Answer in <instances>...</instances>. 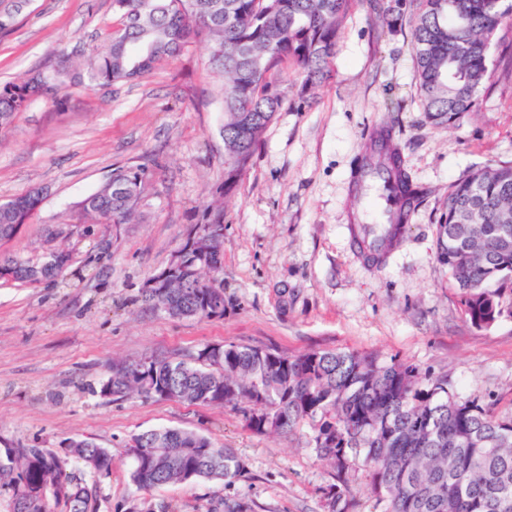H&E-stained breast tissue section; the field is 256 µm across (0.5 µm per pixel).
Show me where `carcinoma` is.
<instances>
[{
	"label": "carcinoma",
	"mask_w": 512,
	"mask_h": 512,
	"mask_svg": "<svg viewBox=\"0 0 512 512\" xmlns=\"http://www.w3.org/2000/svg\"><path fill=\"white\" fill-rule=\"evenodd\" d=\"M352 0H112L121 28L88 63L93 82L125 83L155 63L177 56L192 39L211 44V64L224 78V194L236 187L261 135L285 104L270 76L292 64L303 74L300 97L330 76L340 29ZM413 19L416 88L429 123L450 126L478 106L492 74L498 27L512 23V0H395L379 14L391 28ZM34 74L0 88V129L8 127L48 83ZM377 175L393 204V224L371 228L360 241L369 260L384 256L407 223L420 190L399 152L365 158L358 178ZM146 170H119L82 201L83 210L126 224ZM41 202L33 190L0 204V241L14 237ZM181 266L171 268L143 301L178 318H222L224 209L206 210L181 243ZM438 253L448 268L462 315L475 327L512 318V160L495 161L448 185ZM69 255L43 262L0 254V280L37 284L64 276ZM138 393L189 405L236 406L257 434L290 435L308 427L309 443L332 469L322 487L327 512H358L350 485L363 458L369 486L383 512H512V415H500L478 396L459 397L448 381L416 365L345 350L295 355L229 343L206 346L190 359L116 361L100 387L114 400ZM61 470L56 452L20 448L0 459V493L12 512L25 509L26 488L48 484L65 512H89L92 489L79 469L109 473L112 455L89 438L72 439ZM130 477L139 491L195 480L228 488L245 471L232 448H217L187 429H150L134 436ZM224 512H254L252 503L224 496Z\"/></svg>",
	"instance_id": "carcinoma-1"
}]
</instances>
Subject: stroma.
Segmentation results:
<instances>
[{"label": "stroma", "mask_w": 512, "mask_h": 512, "mask_svg": "<svg viewBox=\"0 0 512 512\" xmlns=\"http://www.w3.org/2000/svg\"><path fill=\"white\" fill-rule=\"evenodd\" d=\"M387 0H353L331 77L302 108H282L236 190L224 183V80L210 45L123 84L89 81L86 64L118 28L112 0H25L0 32V86L33 71L64 73L0 131V203L39 188L42 201L0 253L38 260L62 248L65 280L0 281V448H63L89 438L112 456L90 512H212L231 494L254 512H325L329 479L304 435H259L238 408L131 394L102 397L112 362L187 359L234 342L285 354L349 350L445 377L452 393L512 412V319L477 328L462 314L436 230L448 186L512 159V78L494 72L481 106L452 126L427 122L416 93L411 19L387 30ZM390 126L422 191L401 242L366 261L352 228L374 221L381 183L355 186L371 133ZM147 165L129 224L92 222L80 203L117 169ZM224 202L220 319H178L143 304L190 225ZM177 427L235 449L231 488L207 480L137 491L128 449L142 431Z\"/></svg>", "instance_id": "35a3bbf8"}]
</instances>
